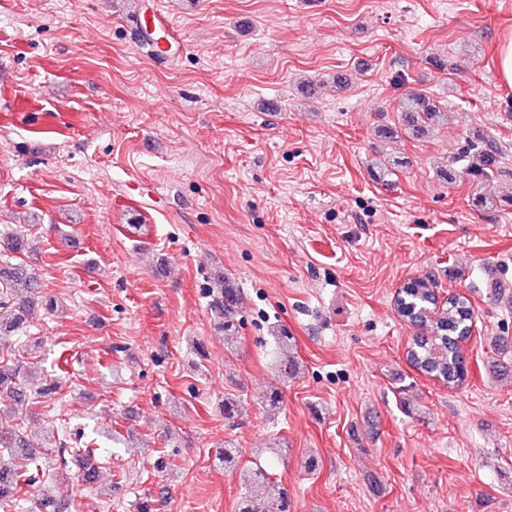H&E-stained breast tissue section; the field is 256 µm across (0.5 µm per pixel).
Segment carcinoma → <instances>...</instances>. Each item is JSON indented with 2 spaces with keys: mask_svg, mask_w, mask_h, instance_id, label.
<instances>
[{
  "mask_svg": "<svg viewBox=\"0 0 512 512\" xmlns=\"http://www.w3.org/2000/svg\"><path fill=\"white\" fill-rule=\"evenodd\" d=\"M397 111L400 112L399 129L383 127L382 134L403 133L418 138L448 121V110L422 91L405 93L397 103ZM502 155V146L494 136L476 131L460 161L448 162L439 177L448 184L465 177L478 185L502 173ZM33 251L25 224L16 225L14 231L0 239V337L28 328L29 318L43 297L39 275L29 263V254ZM240 300L238 289L225 280L219 281L211 314L215 331L224 334L226 347L233 345L238 334ZM396 306L398 313L410 323L424 310H432L422 334L413 337L406 352L408 362L450 389L463 386L468 372L459 343L467 338L474 324L471 300L463 294H453L441 305H434L428 288L413 280L399 294ZM273 339L279 353L278 374L293 375L297 362L291 356L292 337L276 330ZM57 389L58 384L53 379L35 384L31 366L15 354L0 357V406L7 404L11 409L9 419L0 417V508L3 512L17 508L14 496L19 486L34 488L56 479L91 488L101 481L98 456L103 448L95 438L62 427L49 451L40 454L34 451L35 442L25 430L26 415L31 413L32 405L52 400ZM241 480L247 492L239 502V512H271L269 492L275 483L266 470L245 468ZM70 509V500L45 496L34 501L31 512H70Z\"/></svg>",
  "mask_w": 512,
  "mask_h": 512,
  "instance_id": "obj_1",
  "label": "carcinoma"
}]
</instances>
